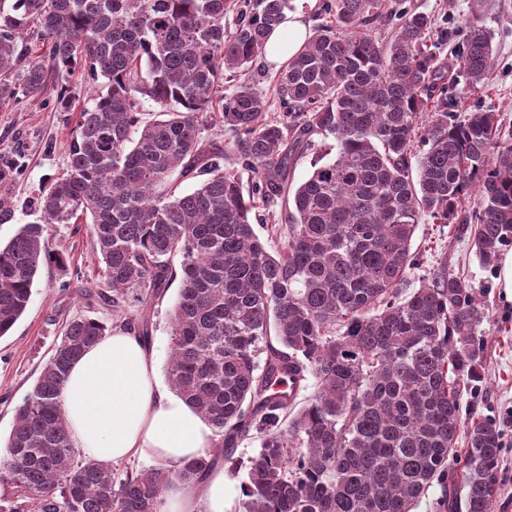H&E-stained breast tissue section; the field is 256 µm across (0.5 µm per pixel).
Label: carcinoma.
I'll list each match as a JSON object with an SVG mask.
<instances>
[{
  "label": "carcinoma",
  "mask_w": 512,
  "mask_h": 512,
  "mask_svg": "<svg viewBox=\"0 0 512 512\" xmlns=\"http://www.w3.org/2000/svg\"><path fill=\"white\" fill-rule=\"evenodd\" d=\"M292 9L291 0L0 5V100L38 98L77 69L102 82L79 112L66 173L36 207L52 223L90 225L105 268L102 288L83 299L112 311L115 325L149 337L152 309L180 280L167 377L216 435L214 448L168 469H117L74 448L60 390L109 327L69 319L0 455V480L23 489L34 512H156L167 483L194 486L221 459L245 470L237 512H411L435 484L448 512H493L502 424L465 418L462 404V390L482 381L481 289L446 272L410 292L404 282L427 216L458 225L487 271L512 246V133L491 109L456 111V79L427 45L431 15L401 6L391 40L366 32L385 0H323L325 20L277 75L280 115L269 117V99L240 73ZM29 30L46 55L28 54ZM492 41L468 22L455 44L473 88L492 67ZM143 99L156 118L139 112ZM209 121L235 133L229 149L204 139ZM315 135L333 139L336 156L293 189L291 165ZM241 166L257 174L247 194ZM197 177V189L178 192ZM474 188L477 208L466 211ZM286 192L287 241L272 255L251 215ZM50 258L42 224L0 246V337ZM310 378L317 390L299 407ZM251 439L257 454L235 460Z\"/></svg>",
  "instance_id": "obj_1"
}]
</instances>
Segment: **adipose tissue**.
Wrapping results in <instances>:
<instances>
[{"mask_svg": "<svg viewBox=\"0 0 512 512\" xmlns=\"http://www.w3.org/2000/svg\"><path fill=\"white\" fill-rule=\"evenodd\" d=\"M61 393L74 446L97 461L142 456L175 467L215 443L209 423L161 386L153 349L129 329L112 331L85 351ZM240 496L218 465L194 488L170 483L157 512H235Z\"/></svg>", "mask_w": 512, "mask_h": 512, "instance_id": "obj_1", "label": "adipose tissue"}]
</instances>
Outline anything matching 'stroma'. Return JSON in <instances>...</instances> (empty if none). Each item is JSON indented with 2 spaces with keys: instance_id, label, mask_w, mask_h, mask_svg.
<instances>
[{
  "instance_id": "35a3bbf8",
  "label": "stroma",
  "mask_w": 512,
  "mask_h": 512,
  "mask_svg": "<svg viewBox=\"0 0 512 512\" xmlns=\"http://www.w3.org/2000/svg\"><path fill=\"white\" fill-rule=\"evenodd\" d=\"M408 7L433 15L439 25L432 35L440 56L449 59L451 43L443 39L447 29L473 20L476 0H405ZM484 21L495 33V55L483 88L471 90L459 82L456 95L462 109L491 107L512 125V0H491ZM69 103L60 106L55 92L35 101L0 102V195L10 201L0 211V244L26 224H45L34 201L40 191L67 170L66 147L72 137L78 112L91 106L95 88L81 74L66 76ZM56 263L42 265L24 315L0 337V445H5L13 425L14 409L30 392L41 366L62 338L71 317L110 321L106 310L87 305L82 290H97L102 271L96 245L85 224H45ZM412 249L420 263L408 273L411 287L441 271L467 277L484 289L488 314L481 326L485 340L483 381L463 401L475 414L504 418L512 410V304L506 303L496 277L479 264L468 239L459 237L454 225L425 219L418 225ZM178 289L170 287L163 305L156 307L149 344L157 359L158 375H165L171 340L168 307Z\"/></svg>"
}]
</instances>
